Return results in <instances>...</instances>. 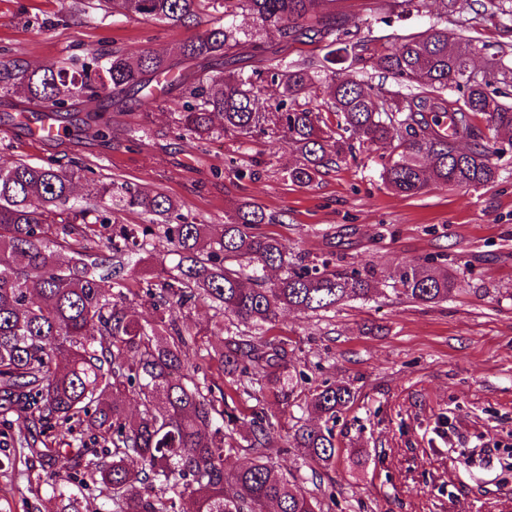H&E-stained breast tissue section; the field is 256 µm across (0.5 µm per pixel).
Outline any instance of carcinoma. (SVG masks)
Instances as JSON below:
<instances>
[{"mask_svg":"<svg viewBox=\"0 0 512 512\" xmlns=\"http://www.w3.org/2000/svg\"><path fill=\"white\" fill-rule=\"evenodd\" d=\"M99 9L170 27H190L202 15L219 14L214 25L180 42L168 56L144 49L133 59L118 51L92 52L81 62L59 61L32 69L20 59L0 60V94L21 99L19 112L36 120L62 118L83 98L119 105L131 98L146 106L175 89L185 101L177 130L209 141L231 132L284 142L301 156L288 171L293 184L307 185L353 145L321 126V114L299 104L315 84L301 65L263 68L265 52L255 36L234 24L247 10L258 30L281 44L324 43V62L336 64L332 46L345 36L351 64H371L414 89L389 102L382 86L333 74L328 108L337 128L362 144L404 136L400 151L383 165L381 179L398 194L417 195L432 185L469 189L494 182V151L473 124L485 117L496 132L512 133V105L499 101L512 70L496 64L486 77L470 70L469 43L448 48V29L437 24L372 49L349 39L344 20L327 8L332 0H97ZM282 88L265 112L256 107V81ZM446 114L452 133L439 129ZM82 131L106 140L112 126L92 110ZM74 174L19 158L0 164V415L14 416L18 433L5 446L22 448L40 463L59 512H80L78 494L58 481L79 478L83 487L106 492L112 512H323L315 494L336 458L332 430L300 425L293 438L309 473L288 479L269 454L273 423L252 412L244 440L252 454L227 473L224 463L238 444L224 432V389L197 376L185 359L187 341L174 312L200 301L221 315L251 326L208 352L231 383H258L288 400L293 376L282 341L263 338L279 310L318 314L373 290L374 272H342L309 266L280 239L251 232L272 216L244 204L225 214L219 233L207 224L170 223L175 203L165 193L126 183L95 182L78 207L70 204ZM141 212L149 225L119 223L105 198ZM110 231L102 238L96 227ZM112 251V262L98 250ZM155 250L160 281L147 284L157 317L142 320L131 303L141 281L125 273L131 253ZM72 254L59 261L60 251ZM285 269L274 282L265 272ZM403 294L434 304L456 291L457 277L406 264L398 274ZM137 402L130 416L126 399ZM346 385H323L307 407L329 419L347 406Z\"/></svg>","mask_w":512,"mask_h":512,"instance_id":"1","label":"carcinoma"}]
</instances>
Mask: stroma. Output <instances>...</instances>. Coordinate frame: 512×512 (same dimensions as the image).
Wrapping results in <instances>:
<instances>
[{"instance_id": "stroma-1", "label": "stroma", "mask_w": 512, "mask_h": 512, "mask_svg": "<svg viewBox=\"0 0 512 512\" xmlns=\"http://www.w3.org/2000/svg\"><path fill=\"white\" fill-rule=\"evenodd\" d=\"M95 0H0V59L43 67L91 52L169 53L189 37L170 28L95 9ZM351 29L392 45L394 36L448 29L449 43L471 41L473 68L512 62V17L482 0H416L400 13L391 0H333ZM178 97L149 113L110 110L111 142L69 131L38 148L0 121V162L24 158L77 173L76 196L89 179L160 189L182 220L220 224L224 213L255 203L276 217L258 231L284 241L307 264L375 272L376 295L327 313H279L272 338L288 346V369L302 374L289 400L251 387L233 392L231 426L244 435L251 412L275 425L270 453L282 472L303 466L293 426L319 425L306 410L312 391L338 383L353 398L332 425L336 460L318 496L329 512H512V470L492 463L468 469L458 449L480 443L512 449V153L494 156L498 179L476 189L433 186L407 196L385 188L382 158L391 145L361 147L356 159L304 186L287 173L299 162L287 144L228 133L200 143L179 137ZM255 171L237 179L236 169ZM221 178H214V171ZM418 262L458 278L447 301L418 304L396 293V274ZM195 336L187 358L208 379L217 362L206 347L232 327L205 303L178 316ZM0 447V512H57L40 467L15 463Z\"/></svg>"}]
</instances>
